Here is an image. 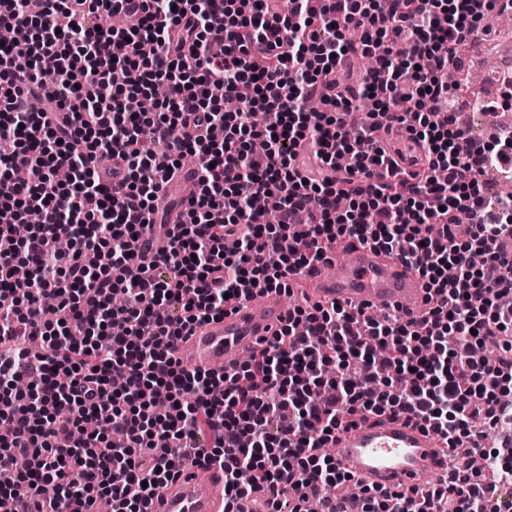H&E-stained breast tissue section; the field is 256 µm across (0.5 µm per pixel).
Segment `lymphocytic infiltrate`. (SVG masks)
<instances>
[{"instance_id":"1","label":"lymphocytic infiltrate","mask_w":512,"mask_h":512,"mask_svg":"<svg viewBox=\"0 0 512 512\" xmlns=\"http://www.w3.org/2000/svg\"><path fill=\"white\" fill-rule=\"evenodd\" d=\"M104 11L124 26L100 27ZM505 12L512 0H288L283 13L269 0H0V27L19 32L0 48V496L15 512L102 498L144 512L185 462L222 470L224 512L257 489L273 512L319 493L347 512L351 478L323 448L349 416L388 412L458 461L414 498L362 487L359 512H512V447L479 443L512 428V195L486 189L512 181V137L468 136L444 80L457 47ZM360 56L371 65L348 81ZM160 84L165 99L127 111ZM266 111L276 126L258 123ZM385 113L411 134L409 164L382 144ZM188 154L200 190L177 223L158 222V178ZM104 157L124 164L110 193ZM33 210L41 223L14 240ZM145 229L167 243L149 264ZM343 236L418 274L419 323L297 304L231 372L173 357L230 304L291 294ZM65 238L76 256L62 266ZM478 344L501 354L478 363Z\"/></svg>"}]
</instances>
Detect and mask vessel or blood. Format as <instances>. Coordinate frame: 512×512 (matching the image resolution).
Here are the masks:
<instances>
[{"instance_id":"b4317fda","label":"vessel or blood","mask_w":512,"mask_h":512,"mask_svg":"<svg viewBox=\"0 0 512 512\" xmlns=\"http://www.w3.org/2000/svg\"><path fill=\"white\" fill-rule=\"evenodd\" d=\"M199 179L198 167L185 166L172 184L162 185L161 190L169 192L175 185L188 199L196 193ZM306 279L326 303L367 310L395 309L413 322L420 321L425 310L426 291L416 273L401 260L379 255L358 243L318 266ZM285 318L277 295H269L258 307L242 301L235 311L179 337L173 354L184 367L221 373L239 363ZM330 445L336 450L337 466L366 486L402 491L419 486L427 474L443 477L448 472L445 444L405 413L371 416L340 428ZM145 512H224L223 475L214 471L202 477L196 466L183 464L161 494L146 502Z\"/></svg>"}]
</instances>
